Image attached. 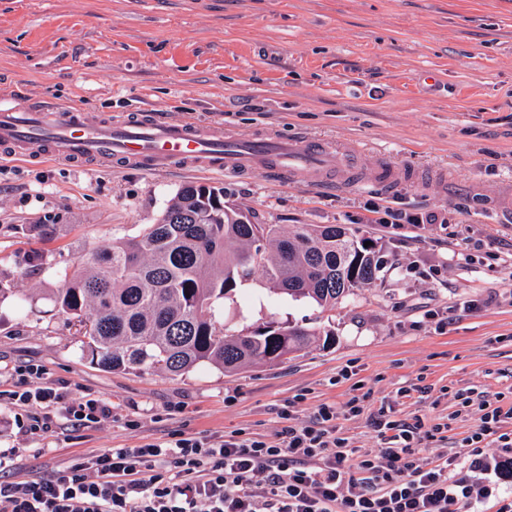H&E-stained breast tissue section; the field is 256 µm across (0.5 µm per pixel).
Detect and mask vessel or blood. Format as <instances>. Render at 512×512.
Masks as SVG:
<instances>
[{"mask_svg":"<svg viewBox=\"0 0 512 512\" xmlns=\"http://www.w3.org/2000/svg\"><path fill=\"white\" fill-rule=\"evenodd\" d=\"M0 155L77 164L120 159L154 168L227 174L260 168L290 183L311 175L321 188L335 187L336 175L343 173L351 183L388 191L399 182L398 169L386 164L363 178L348 173L342 151L314 139L273 133L239 138L216 127L168 123L151 114L135 120L114 118L80 105L0 101Z\"/></svg>","mask_w":512,"mask_h":512,"instance_id":"b4317fda","label":"vessel or blood"}]
</instances>
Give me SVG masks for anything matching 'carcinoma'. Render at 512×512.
Here are the masks:
<instances>
[{"label": "carcinoma", "mask_w": 512, "mask_h": 512, "mask_svg": "<svg viewBox=\"0 0 512 512\" xmlns=\"http://www.w3.org/2000/svg\"><path fill=\"white\" fill-rule=\"evenodd\" d=\"M243 217L224 204V189L188 183L141 235L83 256L54 303L77 319L105 368L147 364L177 376L210 363L232 372L279 361L314 336L286 324L237 334L216 328L224 300L255 269L271 294L321 307L379 279L375 246L341 224L286 233Z\"/></svg>", "instance_id": "1"}]
</instances>
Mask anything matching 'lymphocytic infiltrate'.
<instances>
[{
    "label": "lymphocytic infiltrate",
    "instance_id": "obj_1",
    "mask_svg": "<svg viewBox=\"0 0 512 512\" xmlns=\"http://www.w3.org/2000/svg\"><path fill=\"white\" fill-rule=\"evenodd\" d=\"M27 388L12 392L13 405L39 404L32 433L52 432L57 414L76 426L110 417L111 406L95 397L71 401L62 388L31 372ZM461 411L479 408L476 430L467 437L466 470L456 457L419 463L421 439L434 438L441 425L421 417L395 418L380 408L371 417L384 445L363 454L336 431V406L321 405L309 423L295 424L282 412L275 440L231 434L181 436L136 448H112L45 473L0 481L6 512H480L489 487L475 474L494 471L512 477V408L495 406L486 395L457 394ZM499 452L487 457L488 439ZM264 475L255 485V475Z\"/></svg>",
    "mask_w": 512,
    "mask_h": 512
}]
</instances>
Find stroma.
Instances as JSON below:
<instances>
[{
  "label": "stroma",
  "mask_w": 512,
  "mask_h": 512,
  "mask_svg": "<svg viewBox=\"0 0 512 512\" xmlns=\"http://www.w3.org/2000/svg\"><path fill=\"white\" fill-rule=\"evenodd\" d=\"M0 96L77 101L115 117L271 131L342 147L354 169L407 173L395 192L261 169L226 176L0 160V448L31 477L72 457L174 435L273 437L279 413L310 422L320 404L365 399L337 425L379 448L369 416L448 423L420 458L465 456L480 413L454 417V391L503 393L512 406V0H0ZM223 188L256 224H344L373 239L386 265L336 306L269 297L262 275L225 300L228 333L270 322L315 331L275 364L173 376L93 361L78 322L52 302L80 257L156 223L181 186ZM432 213L418 229L386 211ZM70 398L112 406L90 428L59 420L43 439L33 406L10 403L20 369Z\"/></svg>",
  "instance_id": "stroma-1"
}]
</instances>
